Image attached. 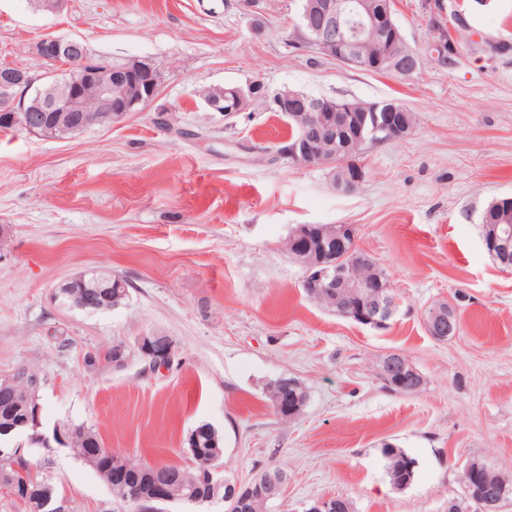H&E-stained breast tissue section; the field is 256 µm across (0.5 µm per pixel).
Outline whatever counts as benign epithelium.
<instances>
[{
  "label": "benign epithelium",
  "mask_w": 512,
  "mask_h": 512,
  "mask_svg": "<svg viewBox=\"0 0 512 512\" xmlns=\"http://www.w3.org/2000/svg\"><path fill=\"white\" fill-rule=\"evenodd\" d=\"M297 29L300 45L345 65L411 77L421 63L419 52L408 47L385 0H306ZM436 33L440 35L439 51L432 53V57L446 67L459 56L456 34L439 27ZM370 39L377 41L381 50L366 63L362 50ZM31 50L40 60L61 65L57 74L75 69L77 75L62 78L63 89L57 94H39L33 103L18 109L13 102L3 105V110L11 113V125L28 133H39L49 120L63 130L94 124V113L86 103L89 87L96 94V109L112 112L121 119L141 111L144 102L156 97L162 83L161 70L136 59L127 61L118 71L108 63L90 61L84 43L76 38L44 37L35 41ZM32 84L28 71L11 66L0 68V87L20 86L28 91ZM229 98L233 101L231 112L224 110V101ZM203 101L210 111L229 117L234 111L247 109L253 102V91L242 86L211 87ZM278 104L285 117L299 128L298 137L289 145L286 155L301 166L320 164L329 156L335 158L358 150L365 144L370 128L382 129L394 140L408 133L407 109L386 101L372 105L357 101L338 104L333 98L284 91L278 94ZM342 231L353 240L347 250L350 259L344 265L337 268L332 258L326 256L309 260L297 251L294 256L305 269V284L317 285L322 294L335 297L346 290L356 296L364 295L372 284L362 275L361 268L373 265L375 259L354 244V225L344 224ZM367 302L368 311H360L359 320L378 323L392 316L396 298L375 294ZM452 317L451 307H436L426 322L428 333L456 335ZM136 350L152 369L162 370L173 363L177 346L169 337L151 332L137 339ZM39 387V380L30 382L27 402L31 406L24 417L12 422L8 431L15 430L17 436L28 439L30 448H49L52 440L67 447L73 436L70 425H56L51 439L39 432Z\"/></svg>",
  "instance_id": "benign-epithelium-1"
}]
</instances>
